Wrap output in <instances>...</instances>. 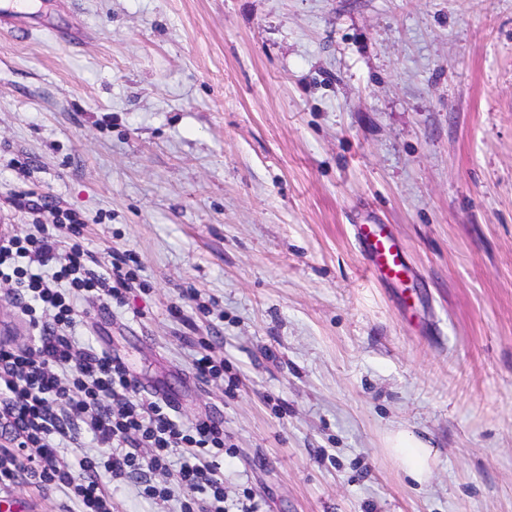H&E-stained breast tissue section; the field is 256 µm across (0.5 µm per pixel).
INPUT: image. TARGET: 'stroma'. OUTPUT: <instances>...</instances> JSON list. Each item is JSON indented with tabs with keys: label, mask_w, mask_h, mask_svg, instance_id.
<instances>
[{
	"label": "stroma",
	"mask_w": 512,
	"mask_h": 512,
	"mask_svg": "<svg viewBox=\"0 0 512 512\" xmlns=\"http://www.w3.org/2000/svg\"><path fill=\"white\" fill-rule=\"evenodd\" d=\"M23 24L0 230L46 196L97 257L136 253L144 288L79 338L223 423L229 512H512V0H30ZM373 223L405 284L369 273ZM398 428L436 450L425 484ZM353 233L374 277L392 282L402 280L407 273L403 251L385 224H356ZM202 351L192 361L191 370L195 378L202 381H224V359L214 355L211 349L202 343Z\"/></svg>",
	"instance_id": "obj_1"
}]
</instances>
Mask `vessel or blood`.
Returning <instances> with one entry per match:
<instances>
[{"label":"vessel or blood","mask_w":512,"mask_h":512,"mask_svg":"<svg viewBox=\"0 0 512 512\" xmlns=\"http://www.w3.org/2000/svg\"><path fill=\"white\" fill-rule=\"evenodd\" d=\"M353 233L374 277L392 282L402 280L407 273L403 251L386 225L357 224Z\"/></svg>","instance_id":"vessel-or-blood-1"}]
</instances>
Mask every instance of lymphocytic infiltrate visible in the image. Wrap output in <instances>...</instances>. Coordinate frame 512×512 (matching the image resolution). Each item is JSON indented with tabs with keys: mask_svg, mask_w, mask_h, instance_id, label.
<instances>
[{
	"mask_svg": "<svg viewBox=\"0 0 512 512\" xmlns=\"http://www.w3.org/2000/svg\"><path fill=\"white\" fill-rule=\"evenodd\" d=\"M22 206L34 221L24 235H0V282L34 340H0V434L16 441L0 449V496L26 475L38 489H67L77 512H112L105 482L133 480L150 500L182 493L180 512H227L223 426L185 424L168 403L144 396L121 363L76 338L83 304L125 306L138 278L132 252L100 260L76 211L43 197ZM82 441L91 452L69 459L63 444Z\"/></svg>",
	"mask_w": 512,
	"mask_h": 512,
	"instance_id": "1",
	"label": "lymphocytic infiltrate"
}]
</instances>
